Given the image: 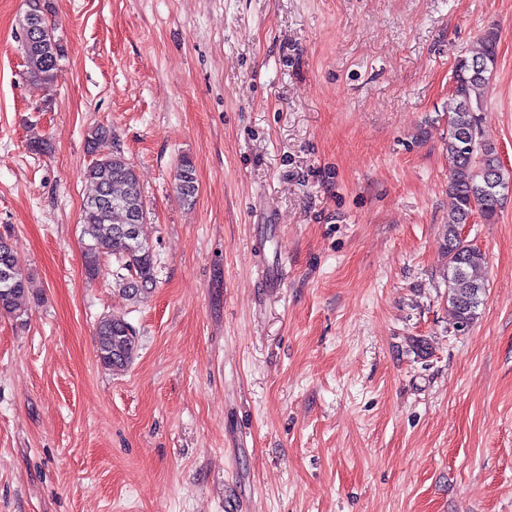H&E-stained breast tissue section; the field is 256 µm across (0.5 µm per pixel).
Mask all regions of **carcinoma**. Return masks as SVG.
<instances>
[{
  "mask_svg": "<svg viewBox=\"0 0 512 512\" xmlns=\"http://www.w3.org/2000/svg\"><path fill=\"white\" fill-rule=\"evenodd\" d=\"M28 10L39 21L35 35L22 40L24 57L30 76L46 88L54 85L58 62L64 56L60 38L50 43L55 33L48 20L49 0H30ZM497 33L487 30L481 37L478 53L458 60L453 72V87L448 96L449 220L445 225V250L448 266L444 281L448 288V304L457 328L465 330L478 318V309L486 292L485 257L459 235L468 217L477 212L491 223L498 215L504 197L489 189L488 180L496 178L504 188L512 182L500 162L496 147L483 140L480 112L485 103V90L497 66ZM486 67L484 76L472 75L471 66ZM85 177L93 192L83 203L80 225L85 269L96 278L101 258L112 255L119 263L112 272L120 290L131 300L150 294L156 286L155 255L142 237L132 239L123 229L132 220L143 221L144 209L140 183L133 166L116 151L94 160ZM175 189L188 203L198 193L195 170L190 161L177 166ZM32 293L21 260L8 239L0 236V313L23 319L31 304ZM97 360L105 369H121L133 359L137 337L121 316L107 315L96 330Z\"/></svg>",
  "mask_w": 512,
  "mask_h": 512,
  "instance_id": "obj_1",
  "label": "carcinoma"
}]
</instances>
